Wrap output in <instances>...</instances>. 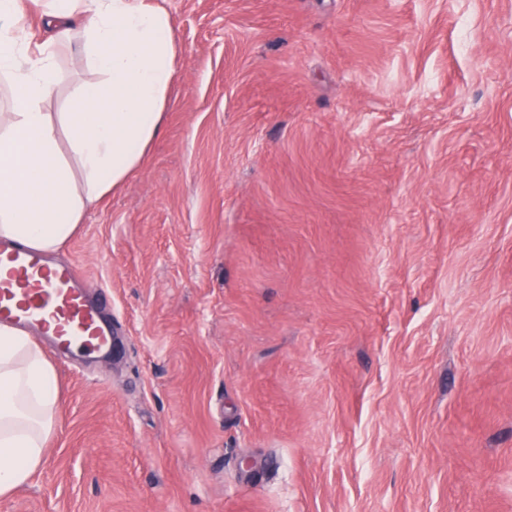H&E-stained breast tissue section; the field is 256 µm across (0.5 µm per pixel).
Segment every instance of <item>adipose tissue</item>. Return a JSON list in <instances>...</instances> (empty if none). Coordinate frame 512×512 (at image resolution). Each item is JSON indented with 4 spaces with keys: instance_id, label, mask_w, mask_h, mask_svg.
Segmentation results:
<instances>
[{
    "instance_id": "obj_1",
    "label": "adipose tissue",
    "mask_w": 512,
    "mask_h": 512,
    "mask_svg": "<svg viewBox=\"0 0 512 512\" xmlns=\"http://www.w3.org/2000/svg\"><path fill=\"white\" fill-rule=\"evenodd\" d=\"M24 18V0H0V76L12 90L0 112V238L54 253L160 136L177 46L154 0H42L40 43ZM72 44L90 76L70 111L54 114L44 104L57 48ZM58 410V378L38 343L0 325V498L39 470Z\"/></svg>"
}]
</instances>
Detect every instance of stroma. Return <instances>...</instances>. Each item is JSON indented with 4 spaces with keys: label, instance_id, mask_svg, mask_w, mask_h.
<instances>
[{
    "label": "stroma",
    "instance_id": "obj_1",
    "mask_svg": "<svg viewBox=\"0 0 512 512\" xmlns=\"http://www.w3.org/2000/svg\"><path fill=\"white\" fill-rule=\"evenodd\" d=\"M160 3L163 133L56 255L119 351L0 512H512V0Z\"/></svg>",
    "mask_w": 512,
    "mask_h": 512
}]
</instances>
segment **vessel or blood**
<instances>
[{
  "label": "vessel or blood",
  "instance_id": "obj_1",
  "mask_svg": "<svg viewBox=\"0 0 512 512\" xmlns=\"http://www.w3.org/2000/svg\"><path fill=\"white\" fill-rule=\"evenodd\" d=\"M106 296L82 284L71 264L0 239V323L33 332L55 354L103 356L113 345Z\"/></svg>",
  "mask_w": 512,
  "mask_h": 512
}]
</instances>
